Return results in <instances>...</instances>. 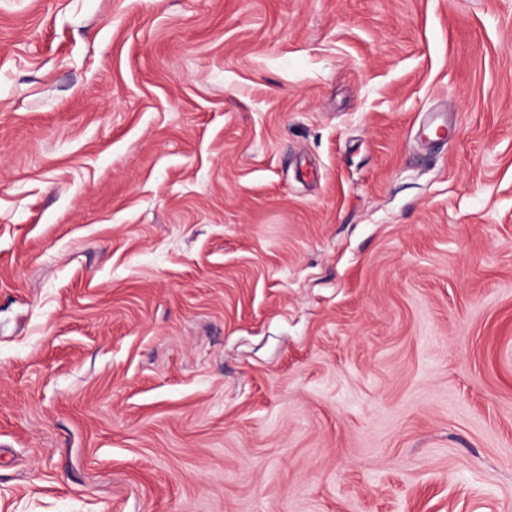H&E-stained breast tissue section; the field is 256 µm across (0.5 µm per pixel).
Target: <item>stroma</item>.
<instances>
[{
    "label": "stroma",
    "instance_id": "35a3bbf8",
    "mask_svg": "<svg viewBox=\"0 0 512 512\" xmlns=\"http://www.w3.org/2000/svg\"><path fill=\"white\" fill-rule=\"evenodd\" d=\"M0 512H512V0H0Z\"/></svg>",
    "mask_w": 512,
    "mask_h": 512
}]
</instances>
